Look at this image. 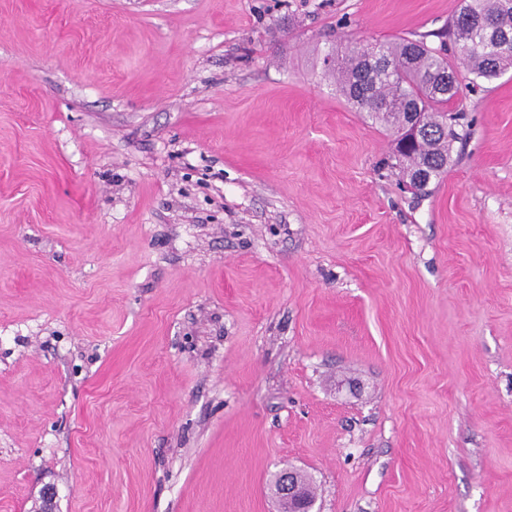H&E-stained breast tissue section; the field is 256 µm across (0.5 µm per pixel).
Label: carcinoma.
I'll use <instances>...</instances> for the list:
<instances>
[{"label":"carcinoma","instance_id":"carcinoma-1","mask_svg":"<svg viewBox=\"0 0 512 512\" xmlns=\"http://www.w3.org/2000/svg\"><path fill=\"white\" fill-rule=\"evenodd\" d=\"M512 31V0H461L448 26L447 43L431 47L423 41L400 39L377 43L369 55L366 46L332 47L336 61L326 70L346 101L367 114L393 136L391 167L423 191L448 172L452 145L469 132L459 123L456 62L466 66L472 83L497 79L512 68V44L491 52L485 34ZM419 125L418 140L403 145L404 130Z\"/></svg>","mask_w":512,"mask_h":512}]
</instances>
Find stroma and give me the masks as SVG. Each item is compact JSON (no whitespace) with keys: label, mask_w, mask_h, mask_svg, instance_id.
Returning <instances> with one entry per match:
<instances>
[{"label":"stroma","mask_w":512,"mask_h":512,"mask_svg":"<svg viewBox=\"0 0 512 512\" xmlns=\"http://www.w3.org/2000/svg\"><path fill=\"white\" fill-rule=\"evenodd\" d=\"M458 0H0V512H512V70L413 194L333 45ZM296 472L291 469L282 471V485L278 494L281 503L280 512H309L310 503L314 502V491L310 481L301 474H296L297 482L294 478ZM307 491V498L304 489Z\"/></svg>","instance_id":"1"}]
</instances>
